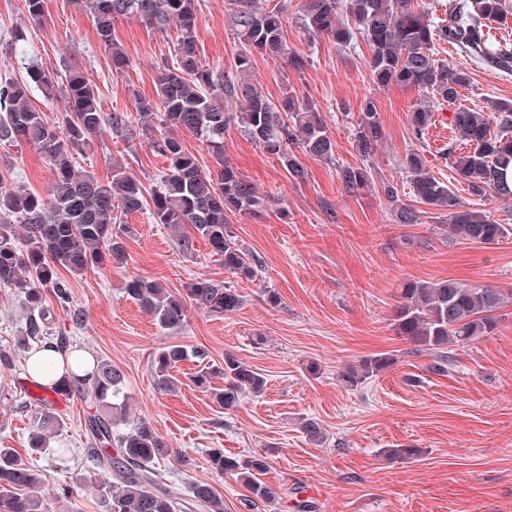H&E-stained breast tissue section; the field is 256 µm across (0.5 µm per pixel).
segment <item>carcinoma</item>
I'll list each match as a JSON object with an SVG mask.
<instances>
[{
    "label": "carcinoma",
    "mask_w": 512,
    "mask_h": 512,
    "mask_svg": "<svg viewBox=\"0 0 512 512\" xmlns=\"http://www.w3.org/2000/svg\"><path fill=\"white\" fill-rule=\"evenodd\" d=\"M91 14L96 32L108 51L112 68L120 70L129 58L113 38L115 23L134 17L145 27L165 33L175 28L174 60L164 65L157 78V102L134 99L137 117L129 112L103 111L99 89L85 71L69 65L54 77L36 62L21 77L0 78V145L25 144L36 149L52 166L53 183L48 196L24 189H0V288H9L24 298L26 308L21 344L47 339L53 310L46 304L52 296L69 310L74 324L82 320L81 310L72 307L70 283L61 269L72 275L89 270L119 266L125 259L121 234L115 229L124 218L143 210L155 224L174 229L189 225L208 241L224 269L238 278L257 276L256 259L244 250L229 227V216L263 215L266 202L233 167L224 163V132L235 125L244 136L268 154L278 158L296 182L306 179L297 161L300 149L326 161L335 159L336 144L322 112L313 104L299 101L290 93L278 103L271 102L249 81L250 55L258 52L285 58L295 70L303 60L288 52L284 22L290 0H281L270 11L257 10L252 0H228L238 35L246 44L235 71L224 73L202 64L197 41V0H72ZM414 0H305L298 20L316 37L330 36L340 47L361 35L369 46V70L378 84L413 87L425 98L454 103L470 77L465 69L438 57L436 45L448 43L471 59L503 71L512 69V50L495 45L486 35L487 23L512 11L507 0H456L448 18L432 24L425 10L414 8ZM28 20L36 25L46 21L45 0H25ZM39 90L47 99L61 96L67 109L61 122L52 125L31 102ZM238 99L237 112L224 110V100ZM435 113L421 105L410 113L414 139L424 141ZM137 122L150 150L167 161L158 186L148 189L141 179L122 169L112 180L103 181L77 166V158L90 151L92 141L104 126L112 133L129 134ZM451 125L467 144V152L455 155L448 147L454 179L478 197L512 198L503 181L502 169L512 163V102L492 103L491 111L476 112L460 106ZM189 133L205 143L215 166L205 169L188 152L178 133ZM383 128L375 103L366 99L353 124L354 145L363 158L371 156L382 138ZM411 178L409 199L386 182L381 187L400 224H420L424 205L448 215L441 230L448 241L493 244L506 234L487 212L464 205L461 197L424 165L415 150L403 159ZM337 176L345 191L356 197L370 186L371 171L364 165H337ZM24 226V239L16 225ZM393 328L397 336L413 344L412 352H428L436 359L434 369L445 372L451 362L448 347L465 346L496 331L505 321L503 310L512 304V290L492 288L448 279L441 282L406 280L399 288ZM124 292L141 310L165 330H178L187 321L188 306L212 316L236 311L242 295L227 282L196 278L175 294L144 276H131ZM194 357L205 366L194 383L208 392L220 407L231 410L247 391L259 393L266 378L250 364L224 355V365L205 362L208 353L173 344L156 352L152 372L163 391L173 388V370ZM398 359L391 351L364 359L348 367L345 383L357 386L390 368ZM224 380L216 387L212 379ZM125 374L108 362H97L94 371L71 374L55 388L67 387L94 408L87 418L91 448L87 460L107 471L105 485L112 500V512H178L184 505L201 512H224V500L205 482L188 488V501L162 482L155 464L171 455L172 449L144 418L127 414ZM63 426V417L39 401L29 433V448L41 451ZM211 468L235 478L251 494V501L273 503L280 499L277 489L261 479L268 467L264 456L229 457L220 450L210 453ZM41 483L38 470L20 462L10 448H0V512H47L43 500L33 493Z\"/></svg>",
    "instance_id": "obj_1"
}]
</instances>
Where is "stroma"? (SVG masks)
<instances>
[{"instance_id": "obj_1", "label": "stroma", "mask_w": 512, "mask_h": 512, "mask_svg": "<svg viewBox=\"0 0 512 512\" xmlns=\"http://www.w3.org/2000/svg\"><path fill=\"white\" fill-rule=\"evenodd\" d=\"M45 11L47 22L39 27L29 23L24 0H0V78L23 76L26 60L58 71L79 63L95 80L104 111H131L137 96L156 101L157 77L173 53L174 33L146 29L132 17L119 20L114 37L129 65L116 72L89 13L69 0H45ZM17 30L24 41L13 42ZM285 37L289 50L305 58L304 69L255 53L251 78L272 101L292 91L316 103L335 141L336 160L298 153L306 171L298 183L237 128L225 132V162L268 203L264 219L230 218L239 244L258 261V277L250 281L226 271L202 238H195L192 251H182L168 228L153 223L148 212H137L126 219L123 267L71 277L72 302L83 322L74 325L58 307L52 332L124 371L130 415L149 420L176 451L158 466L165 483L180 490L207 482L223 498L224 512H294L299 500L311 512H512V317L496 335L454 347L444 373L433 371L432 356L412 353L391 322L405 280L461 279L512 289V199L466 194L448 159L449 148L466 150L449 122L456 105L485 112L491 102H512V70L468 60L457 47L441 44L440 57L466 64L470 84L458 104L433 101L435 122L419 143L408 117L422 92L376 84L362 37L343 48L328 37L310 38L293 19ZM197 40L203 64L234 70L244 45L228 0H200ZM367 98L375 102L384 135L369 162L372 186L353 197L344 191L336 165L361 161L352 123ZM415 148L465 203L506 226L499 242H448L441 230L448 221L444 215L423 217L416 226L398 224L381 186L408 187L410 175L400 162ZM80 164L104 181L114 167H123L148 187L166 168L142 137H118L108 127ZM52 179L51 166L35 149L0 148V183L6 188L44 195ZM135 275L172 292L194 278L226 281L243 303L222 317L189 308L182 330H165L125 294V280ZM264 288L275 289L279 306L262 300ZM23 323L20 297L0 288V352L16 358L12 370H0V448L13 449L41 472L37 494L49 512H107V474L85 464L90 409L82 400L64 412V426L47 448L38 454L28 448L37 404L16 387L27 375V354L17 347ZM172 344L205 348L215 364L234 354L266 377V387L244 394L234 409H221L193 384L197 365L188 360L178 368V387L161 391L151 359ZM390 350L399 360L385 373L356 387L341 379L346 367ZM311 418L322 426L323 442L303 432L302 421ZM397 445L421 453L391 459L387 450ZM215 448L266 456L265 479L277 487L279 502L246 506L247 489L212 470L209 454ZM180 452L186 462L177 460ZM66 484L80 487L68 500L59 495Z\"/></svg>"}]
</instances>
